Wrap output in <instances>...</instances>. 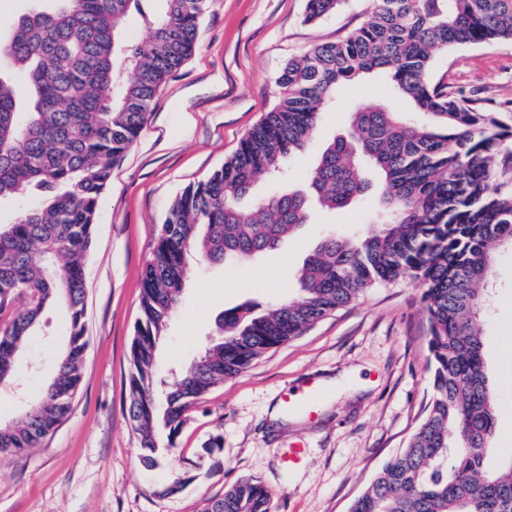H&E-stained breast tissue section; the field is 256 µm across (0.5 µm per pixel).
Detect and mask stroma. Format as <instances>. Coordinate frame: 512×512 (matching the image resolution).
<instances>
[{"instance_id":"stroma-1","label":"stroma","mask_w":512,"mask_h":512,"mask_svg":"<svg viewBox=\"0 0 512 512\" xmlns=\"http://www.w3.org/2000/svg\"><path fill=\"white\" fill-rule=\"evenodd\" d=\"M375 0H342L305 21L306 0H214L199 25L195 54L160 89L135 143L113 169L96 213L85 261L86 350L70 415L40 445L0 454V512H202L206 501L255 477L273 512H349L373 473L415 430L429 390L419 281L366 290L305 335L271 349L240 375L212 387L187 412L172 455L144 466L128 420L129 348L140 314L141 278L161 226L190 184L220 168L276 104V79L289 59L359 27ZM432 78L489 100L512 126V41L437 53ZM388 98L373 77L343 86L322 113L311 146L288 159L289 184L303 185L320 145L343 133L361 101ZM373 196L312 224L256 262L187 259L180 308L159 344L156 375L173 384L180 367L211 344L215 321L245 302L267 309L295 298L297 270L329 234L377 223ZM497 288L484 320V350L497 390L495 445L512 455V249L494 265ZM63 307L45 310L29 336L12 387L0 390V425L12 422L54 374L66 336ZM340 386H329L332 378ZM321 384L311 406L270 410L285 391ZM307 456L283 461L292 443Z\"/></svg>"}]
</instances>
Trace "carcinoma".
Wrapping results in <instances>:
<instances>
[{
	"label": "carcinoma",
	"mask_w": 512,
	"mask_h": 512,
	"mask_svg": "<svg viewBox=\"0 0 512 512\" xmlns=\"http://www.w3.org/2000/svg\"><path fill=\"white\" fill-rule=\"evenodd\" d=\"M0 35V204L33 190L43 199L0 222V311L26 313L0 326V385L14 382L42 312L67 310L68 340L43 393L0 426V453L33 448L67 418L82 378L84 261L112 169L147 123L159 88L192 56L212 0H164L147 45L122 24L142 0H34ZM341 0H307L305 21ZM512 41V0H375L367 20L336 42L286 63L276 105L205 180L190 185L162 225L142 275L130 345L128 418L147 467L161 454L156 427L175 447L188 409L211 387L270 349L303 335L378 284L424 285L430 393L416 429L354 498L349 512H512V456L495 465L494 392L481 314L496 253L512 247V127L479 98L430 79L435 54L460 44ZM379 75L411 100L419 120L384 103L359 104L350 132L329 142L304 190L282 184L248 207L262 177L284 178L286 159L310 146L322 112L345 84ZM376 175L389 219L365 233L322 239L297 272L299 295L263 313L250 303L222 312L219 341L160 388L157 347L178 307L187 256L211 263L273 252L313 208L361 199ZM204 512H272L271 496L245 478Z\"/></svg>",
	"instance_id": "cac0c4a2"
}]
</instances>
